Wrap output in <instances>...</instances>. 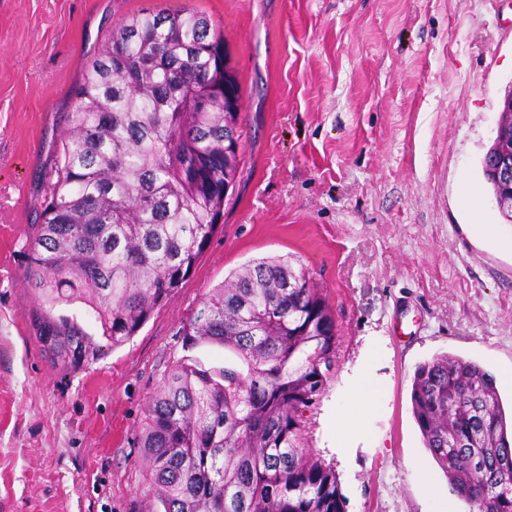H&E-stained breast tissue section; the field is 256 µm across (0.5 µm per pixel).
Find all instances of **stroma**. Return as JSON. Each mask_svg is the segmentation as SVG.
<instances>
[{"label":"stroma","instance_id":"1","mask_svg":"<svg viewBox=\"0 0 512 512\" xmlns=\"http://www.w3.org/2000/svg\"><path fill=\"white\" fill-rule=\"evenodd\" d=\"M186 5L229 47L240 173L181 288L123 345L55 367L35 337L27 229L70 89L114 25ZM511 88L512 0H0V512H156L137 444L146 402L188 353L205 295L269 257L304 270L335 315V362L300 442L335 469L346 512H469L410 392L443 354L512 371V223L480 166ZM366 362L379 396L352 409L362 435L341 449L336 417Z\"/></svg>","mask_w":512,"mask_h":512}]
</instances>
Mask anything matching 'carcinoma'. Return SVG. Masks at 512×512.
Listing matches in <instances>:
<instances>
[{"mask_svg":"<svg viewBox=\"0 0 512 512\" xmlns=\"http://www.w3.org/2000/svg\"><path fill=\"white\" fill-rule=\"evenodd\" d=\"M240 84L223 33L191 7L142 11L113 29L74 89L43 219L31 227L30 287L49 311L53 365L98 359L80 302L118 347L181 287L224 217L240 169ZM231 350L236 363L184 357L148 397L138 437L147 492L162 512H345L335 471L299 444L303 412L336 356L334 314L283 259L247 265L202 302L183 346ZM413 414L437 466L470 512H512V417L494 379L446 354L420 365Z\"/></svg>","mask_w":512,"mask_h":512,"instance_id":"cac0c4a2","label":"carcinoma"}]
</instances>
